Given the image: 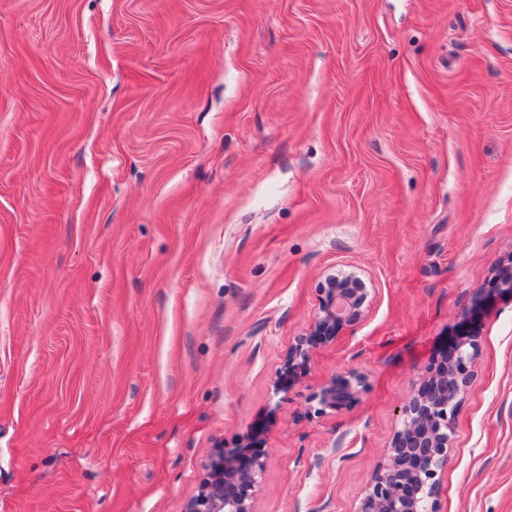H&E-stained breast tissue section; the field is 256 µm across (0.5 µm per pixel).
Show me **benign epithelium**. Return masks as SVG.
Masks as SVG:
<instances>
[{"mask_svg":"<svg viewBox=\"0 0 512 512\" xmlns=\"http://www.w3.org/2000/svg\"><path fill=\"white\" fill-rule=\"evenodd\" d=\"M318 312L309 333L287 356L288 371L302 370L311 349L356 325L370 307L371 289L354 269L338 270L320 288ZM478 356L475 340L465 337L450 346L419 389L402 407V428L365 488L356 512H436L439 474L448 463L459 397L469 387ZM353 380L333 382L320 392L323 406L336 410L358 396ZM264 462L248 444L218 445L205 466L197 493L184 512H253Z\"/></svg>","mask_w":512,"mask_h":512,"instance_id":"1","label":"benign epithelium"}]
</instances>
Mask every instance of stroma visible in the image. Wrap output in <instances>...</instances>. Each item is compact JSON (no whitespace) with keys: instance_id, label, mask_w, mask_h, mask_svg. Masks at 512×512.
I'll list each match as a JSON object with an SVG mask.
<instances>
[{"instance_id":"35a3bbf8","label":"stroma","mask_w":512,"mask_h":512,"mask_svg":"<svg viewBox=\"0 0 512 512\" xmlns=\"http://www.w3.org/2000/svg\"><path fill=\"white\" fill-rule=\"evenodd\" d=\"M510 265L512 0H0V512H184L245 439L254 512H356L468 335L438 508L512 512ZM320 292L318 312L309 333L288 351V373L301 371L312 348L335 339L344 328L356 325L370 307L371 288H367L362 274L354 269L328 275ZM358 389L350 380L332 382L320 392V402L324 407L336 410L356 399Z\"/></svg>"}]
</instances>
